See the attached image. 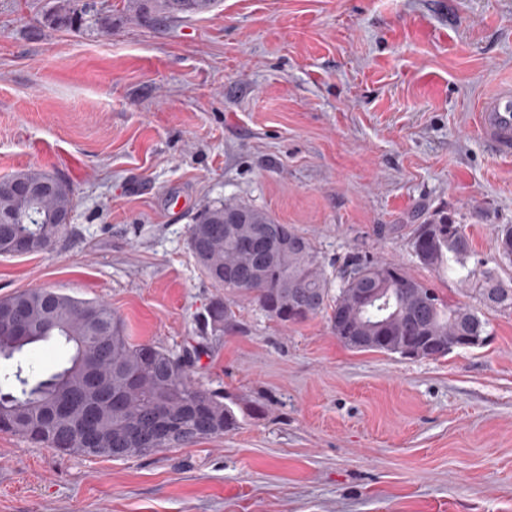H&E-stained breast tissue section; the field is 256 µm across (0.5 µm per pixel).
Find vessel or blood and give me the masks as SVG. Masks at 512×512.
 <instances>
[{
    "label": "vessel or blood",
    "mask_w": 512,
    "mask_h": 512,
    "mask_svg": "<svg viewBox=\"0 0 512 512\" xmlns=\"http://www.w3.org/2000/svg\"><path fill=\"white\" fill-rule=\"evenodd\" d=\"M476 130L483 144L500 157L512 155V82L500 84L476 107Z\"/></svg>",
    "instance_id": "vessel-or-blood-1"
}]
</instances>
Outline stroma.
<instances>
[{"label":"stroma","mask_w":512,"mask_h":512,"mask_svg":"<svg viewBox=\"0 0 512 512\" xmlns=\"http://www.w3.org/2000/svg\"><path fill=\"white\" fill-rule=\"evenodd\" d=\"M89 3L66 29L52 0H0V177L53 171L76 196L47 250L0 256V299L59 290L109 304L134 342L198 347L194 380L240 425L121 459L0 431V512H512V310L438 359L350 349L326 315L287 327L241 295L215 333L225 294L188 245L198 213L243 201L328 275L365 253L462 303L388 231L444 211L475 275L512 282V157L473 129L512 80V0H224L159 30ZM211 327L224 333V329L231 330L236 326V314L230 303L217 299L208 309Z\"/></svg>","instance_id":"stroma-1"}]
</instances>
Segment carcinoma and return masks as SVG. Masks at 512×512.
I'll use <instances>...</instances> for the list:
<instances>
[{
    "mask_svg": "<svg viewBox=\"0 0 512 512\" xmlns=\"http://www.w3.org/2000/svg\"><path fill=\"white\" fill-rule=\"evenodd\" d=\"M218 0H124L141 24L161 26L212 12ZM84 0H55L47 15L58 28L81 24ZM31 187L18 192L15 185ZM75 191L62 175L27 169L0 178V252L22 256L43 251L66 228L59 214L72 211ZM270 225L288 237V249L256 234ZM410 249L419 264L461 273L473 255L464 226L442 212L414 229ZM499 256L512 261V226L497 231ZM190 250L213 287L248 294L269 317L295 325L327 315L336 338L360 348L420 358H442L455 349L482 345L487 322L466 304L448 303L436 289L396 263L353 256L339 280L328 276L314 243L293 224L245 202L202 211L189 226ZM466 293L480 305L512 309V285L486 272ZM216 331L236 326L230 303L208 309ZM60 341L70 350L61 369L45 374L17 355L38 342ZM198 349L174 354L127 336L108 305L53 289H27L0 300V422L34 444L71 453L112 457L119 440L128 455H145L170 444L154 437L157 422L179 429L175 445L222 436L239 427L224 396L192 379Z\"/></svg>",
    "mask_w": 512,
    "mask_h": 512,
    "instance_id": "obj_1",
    "label": "carcinoma"
}]
</instances>
